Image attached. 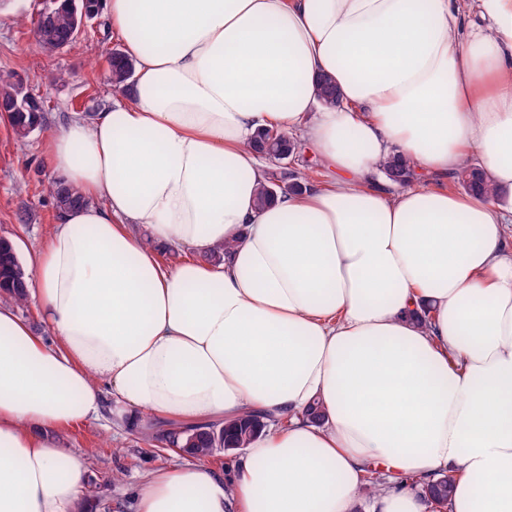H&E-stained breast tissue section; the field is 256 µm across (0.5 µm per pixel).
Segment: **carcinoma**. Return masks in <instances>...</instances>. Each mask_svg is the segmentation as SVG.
<instances>
[{
	"label": "carcinoma",
	"instance_id": "obj_1",
	"mask_svg": "<svg viewBox=\"0 0 512 512\" xmlns=\"http://www.w3.org/2000/svg\"><path fill=\"white\" fill-rule=\"evenodd\" d=\"M73 17L69 7L57 5L53 7V19L37 21L35 34L39 44L54 48H67L72 45L71 29ZM108 78L115 92L128 93L132 86L135 71V60L122 51L109 55L107 59ZM22 80L12 75L0 79V101H13L20 96ZM318 97L323 105L334 107L340 103V93L334 82L323 77L318 83ZM12 132L16 139L29 138L28 128L34 124L39 130H47V116L44 112H15L11 118ZM299 141L288 133L277 128H260L252 137L249 147L272 159L280 153L295 154L299 150ZM383 174L391 183L405 186L413 177L414 171L410 160L401 156H393L380 164ZM463 189L476 193L496 192L485 173L477 167L465 168L454 175ZM273 178L266 172L263 184L256 195V204L266 205L274 201ZM50 195L57 211H65L88 203L78 189L55 182L50 187ZM27 272L19 257L14 242L7 237H0V286L6 290V296L15 303L25 301L27 288ZM266 427L265 416L261 413L246 412L240 417L219 427L208 425H180L162 429L157 434H145V440L156 444L158 450L164 451L171 447L179 449L193 458H210L224 450V443L233 448H245L253 437ZM454 478L442 476L432 482L422 484L424 498L444 505L452 497Z\"/></svg>",
	"mask_w": 512,
	"mask_h": 512
}]
</instances>
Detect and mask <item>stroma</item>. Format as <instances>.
Returning a JSON list of instances; mask_svg holds the SVG:
<instances>
[{
    "label": "stroma",
    "mask_w": 512,
    "mask_h": 512,
    "mask_svg": "<svg viewBox=\"0 0 512 512\" xmlns=\"http://www.w3.org/2000/svg\"><path fill=\"white\" fill-rule=\"evenodd\" d=\"M48 5L49 0H0V76L22 78L44 99L48 123L55 127L74 115L92 117L115 101L107 56L121 41L101 17L89 22L73 46L44 52L34 28ZM44 139L37 132L18 142L0 119V236L12 239L22 257L41 247L55 220ZM23 210L29 215L24 223L17 218ZM59 441L87 466L80 496L96 505L84 512H130V492L144 473L185 460L171 450L155 453L141 430L113 428L105 416L69 426Z\"/></svg>",
    "instance_id": "1"
}]
</instances>
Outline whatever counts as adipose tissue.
<instances>
[{
    "instance_id": "1",
    "label": "adipose tissue",
    "mask_w": 512,
    "mask_h": 512,
    "mask_svg": "<svg viewBox=\"0 0 512 512\" xmlns=\"http://www.w3.org/2000/svg\"><path fill=\"white\" fill-rule=\"evenodd\" d=\"M104 10L134 85L46 135L89 202L28 257L55 343L0 300V512H76L86 467L54 432L108 399L134 428L267 418L223 470L145 473L133 512H356L371 468L370 512H438L416 483L444 475L448 512H512V0ZM272 126L329 175L258 209ZM474 163L496 194L448 188ZM299 146L296 138L274 127L258 129L249 143L253 151L266 155V159L275 158L283 152L294 155L300 149ZM380 167L391 183L399 186L407 185L414 174L411 161L401 156L382 161Z\"/></svg>"
}]
</instances>
